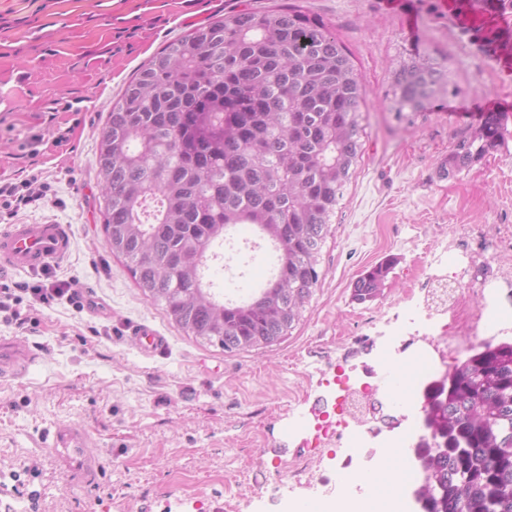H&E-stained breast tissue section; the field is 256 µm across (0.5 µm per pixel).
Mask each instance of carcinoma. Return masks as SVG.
<instances>
[{"label":"carcinoma","mask_w":512,"mask_h":512,"mask_svg":"<svg viewBox=\"0 0 512 512\" xmlns=\"http://www.w3.org/2000/svg\"><path fill=\"white\" fill-rule=\"evenodd\" d=\"M447 61L411 57L394 74L398 113L450 92ZM368 93L351 53L322 18L295 4L241 10L169 42L110 108L97 164L106 247L187 335L228 353L288 336L319 282V256L362 152ZM487 113L458 142L460 172L502 145ZM250 225L274 246L258 292L219 299L206 281L213 248ZM394 261L357 280L353 299L380 293ZM423 422L448 451L420 442L437 493L418 484L424 512H512V343H484L429 386Z\"/></svg>","instance_id":"carcinoma-1"}]
</instances>
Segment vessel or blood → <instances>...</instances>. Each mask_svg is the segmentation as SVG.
I'll return each mask as SVG.
<instances>
[{"mask_svg": "<svg viewBox=\"0 0 512 512\" xmlns=\"http://www.w3.org/2000/svg\"><path fill=\"white\" fill-rule=\"evenodd\" d=\"M71 246L69 225L53 221L7 224L0 227V280L19 272H38L63 259ZM35 363L24 339L0 336V380L29 373ZM60 469L71 480L88 482L99 476L102 463L92 435L82 427L63 423L45 437Z\"/></svg>", "mask_w": 512, "mask_h": 512, "instance_id": "obj_1", "label": "vessel or blood"}]
</instances>
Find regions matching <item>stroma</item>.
Masks as SVG:
<instances>
[{
    "mask_svg": "<svg viewBox=\"0 0 512 512\" xmlns=\"http://www.w3.org/2000/svg\"><path fill=\"white\" fill-rule=\"evenodd\" d=\"M284 0H0V182L32 176L52 186L21 222L69 225L72 248L54 266L12 283L70 282L102 310L66 301L0 312V336L40 356L29 374L0 381V512H295L290 475L336 471V449L313 447V427L335 408L337 369L383 366L392 306L427 296L431 252L469 270L471 294L504 319L512 341V112L504 145L454 175L443 166L480 121L447 109L512 100V71L498 69L483 37L488 12L443 14L410 0L404 25L393 0H296L332 25L368 91L363 154L332 219L320 280L280 343L227 353L185 335L143 295L105 246L99 135L113 99L168 42L245 8ZM447 60L458 92L412 122L387 94L408 56ZM397 264L376 299L353 283L385 257ZM140 324L166 339L143 352ZM76 423L95 439L103 469L75 486L42 439Z\"/></svg>",
    "mask_w": 512,
    "mask_h": 512,
    "instance_id": "stroma-1",
    "label": "stroma"
}]
</instances>
